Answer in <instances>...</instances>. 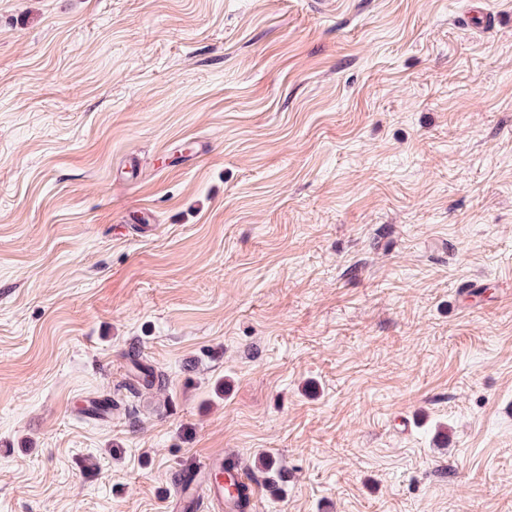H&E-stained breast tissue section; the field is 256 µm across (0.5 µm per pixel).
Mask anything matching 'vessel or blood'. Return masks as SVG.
Segmentation results:
<instances>
[{
    "label": "vessel or blood",
    "instance_id": "vessel-or-blood-1",
    "mask_svg": "<svg viewBox=\"0 0 512 512\" xmlns=\"http://www.w3.org/2000/svg\"><path fill=\"white\" fill-rule=\"evenodd\" d=\"M257 498L247 473L219 452L175 474L170 504L172 512H254Z\"/></svg>",
    "mask_w": 512,
    "mask_h": 512
}]
</instances>
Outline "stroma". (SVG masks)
<instances>
[{
    "label": "stroma",
    "mask_w": 512,
    "mask_h": 512,
    "mask_svg": "<svg viewBox=\"0 0 512 512\" xmlns=\"http://www.w3.org/2000/svg\"><path fill=\"white\" fill-rule=\"evenodd\" d=\"M229 448L512 512V0H0V512Z\"/></svg>",
    "instance_id": "obj_1"
}]
</instances>
